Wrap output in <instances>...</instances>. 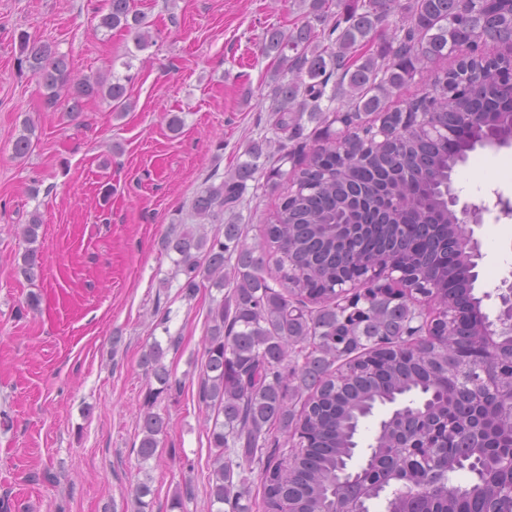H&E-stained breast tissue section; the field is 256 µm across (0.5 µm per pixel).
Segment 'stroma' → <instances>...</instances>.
Masks as SVG:
<instances>
[{
	"label": "stroma",
	"instance_id": "stroma-1",
	"mask_svg": "<svg viewBox=\"0 0 512 512\" xmlns=\"http://www.w3.org/2000/svg\"><path fill=\"white\" fill-rule=\"evenodd\" d=\"M103 5L0 0V512H135L142 483L152 512H175L176 497V512H208L216 413L198 391L208 311L223 293L204 286L185 298L177 255L162 240L186 226L209 238L223 229L225 216L199 219L191 202L265 136L278 187L259 172L234 219L242 244L273 264L263 229L293 164L342 126L306 121L294 138L273 129L278 62L261 44L266 29L301 23L299 0H135L152 35L143 49L124 29H98ZM22 31L65 54L75 77L135 74L131 109L113 112L102 98L75 117L46 108L37 77L17 69ZM174 114L183 120L176 135ZM27 119L32 150L18 159L13 143ZM285 149L298 159L282 158ZM451 181L459 205L483 209L476 289L489 293L491 313L493 292L512 279V213L497 204L512 202V146L476 147ZM35 214L42 225L31 244L21 227ZM31 246L40 262L32 282L20 272ZM155 341L181 387L152 403L141 359ZM150 408L168 426L144 463L138 419Z\"/></svg>",
	"mask_w": 512,
	"mask_h": 512
}]
</instances>
